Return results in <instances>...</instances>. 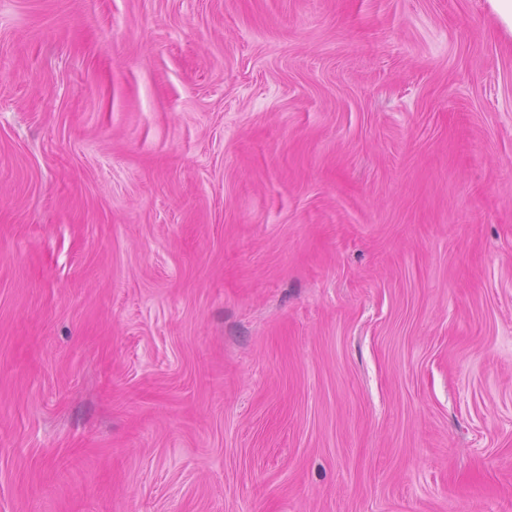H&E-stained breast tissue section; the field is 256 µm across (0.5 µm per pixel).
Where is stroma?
Here are the masks:
<instances>
[{
	"mask_svg": "<svg viewBox=\"0 0 512 512\" xmlns=\"http://www.w3.org/2000/svg\"><path fill=\"white\" fill-rule=\"evenodd\" d=\"M0 512H512L488 0H0Z\"/></svg>",
	"mask_w": 512,
	"mask_h": 512,
	"instance_id": "stroma-1",
	"label": "stroma"
}]
</instances>
